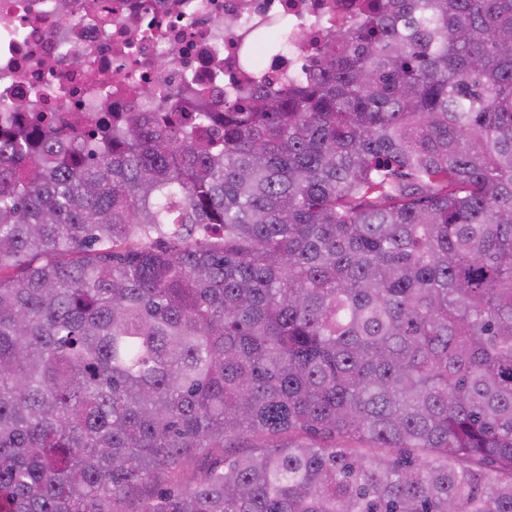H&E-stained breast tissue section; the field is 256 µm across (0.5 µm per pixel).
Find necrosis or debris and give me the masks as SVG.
Returning <instances> with one entry per match:
<instances>
[{"label": "necrosis or debris", "mask_w": 512, "mask_h": 512, "mask_svg": "<svg viewBox=\"0 0 512 512\" xmlns=\"http://www.w3.org/2000/svg\"><path fill=\"white\" fill-rule=\"evenodd\" d=\"M109 7L103 23L93 2ZM351 0H0V112L29 97L32 110L71 128L76 116L147 110L187 112L180 99L192 85L209 102L239 97L244 83L278 90L297 77ZM287 18L278 51L244 63L238 32L225 19L253 24L251 44L264 37L258 19Z\"/></svg>", "instance_id": "1"}]
</instances>
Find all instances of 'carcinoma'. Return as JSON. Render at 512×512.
<instances>
[{"mask_svg": "<svg viewBox=\"0 0 512 512\" xmlns=\"http://www.w3.org/2000/svg\"><path fill=\"white\" fill-rule=\"evenodd\" d=\"M198 125L0 139V512H512V0H357Z\"/></svg>", "mask_w": 512, "mask_h": 512, "instance_id": "cac0c4a2", "label": "carcinoma"}]
</instances>
